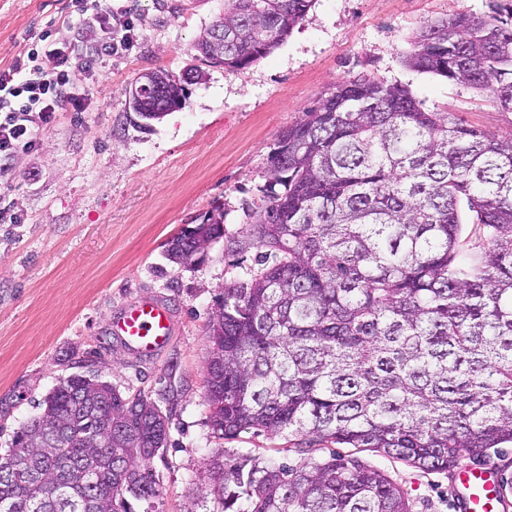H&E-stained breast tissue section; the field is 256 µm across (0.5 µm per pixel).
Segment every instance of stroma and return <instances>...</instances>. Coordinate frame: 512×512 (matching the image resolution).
Segmentation results:
<instances>
[{"mask_svg": "<svg viewBox=\"0 0 512 512\" xmlns=\"http://www.w3.org/2000/svg\"><path fill=\"white\" fill-rule=\"evenodd\" d=\"M500 0H315L282 45L244 70L203 65L195 45L224 0H116L117 34L134 24L132 48L86 82L80 111L64 108L36 150L20 151L0 177V454L16 429L69 375L97 374L124 394L144 393L168 419L165 448L151 459L156 512H219L201 493L206 462L248 454L295 466L328 457L251 432L213 438L205 403V331L216 296L250 278L255 251L227 240L246 233L245 204L262 198L281 131L334 91L366 76L407 87L425 109L452 112L490 135L512 134V112L486 93L408 68L405 55L428 23L492 14ZM71 0H0V69L58 26ZM199 67L183 108L143 128L126 93L148 70ZM224 209L225 239L201 263L165 257L181 225ZM141 298L174 311L176 335L140 360L112 338V318ZM361 460L397 483L412 512H454L449 476L371 452Z\"/></svg>", "mask_w": 512, "mask_h": 512, "instance_id": "stroma-1", "label": "stroma"}]
</instances>
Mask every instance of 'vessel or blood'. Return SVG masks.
Wrapping results in <instances>:
<instances>
[{
	"instance_id": "vessel-or-blood-1",
	"label": "vessel or blood",
	"mask_w": 512,
	"mask_h": 512,
	"mask_svg": "<svg viewBox=\"0 0 512 512\" xmlns=\"http://www.w3.org/2000/svg\"><path fill=\"white\" fill-rule=\"evenodd\" d=\"M175 334L170 307L157 299H141L112 321V336L140 359L154 358ZM451 496L456 512H496L505 501L494 467L459 466L453 470Z\"/></svg>"
}]
</instances>
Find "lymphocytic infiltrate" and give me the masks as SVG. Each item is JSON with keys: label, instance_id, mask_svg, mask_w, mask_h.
I'll use <instances>...</instances> for the list:
<instances>
[{"label": "lymphocytic infiltrate", "instance_id": "lymphocytic-infiltrate-1", "mask_svg": "<svg viewBox=\"0 0 512 512\" xmlns=\"http://www.w3.org/2000/svg\"><path fill=\"white\" fill-rule=\"evenodd\" d=\"M113 15L112 0H75L38 49L0 69V160L35 148L63 106L80 107L99 65L132 47L131 37H114Z\"/></svg>", "mask_w": 512, "mask_h": 512}]
</instances>
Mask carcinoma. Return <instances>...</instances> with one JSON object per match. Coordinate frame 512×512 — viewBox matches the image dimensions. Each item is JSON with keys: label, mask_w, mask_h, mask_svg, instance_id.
I'll return each mask as SVG.
<instances>
[{"label": "carcinoma", "mask_w": 512, "mask_h": 512, "mask_svg": "<svg viewBox=\"0 0 512 512\" xmlns=\"http://www.w3.org/2000/svg\"><path fill=\"white\" fill-rule=\"evenodd\" d=\"M314 0H224L197 45L244 70L280 46ZM231 40L216 42L217 32ZM412 70L488 92L512 112V23L459 14L432 22L404 57ZM185 80L141 88L136 115L186 102ZM268 191L245 207L260 268L223 290L207 327L213 437L310 438L396 458L423 471L479 463L512 443V136L491 137L429 112L404 87L359 76L284 129ZM483 225L474 264L461 257L462 212ZM224 238L216 207L167 243L183 264ZM167 419L142 393L71 375L0 455L7 512H134L153 506L144 462ZM208 486L222 512H412L403 490L358 458L288 466L216 455Z\"/></svg>", "instance_id": "obj_1"}]
</instances>
